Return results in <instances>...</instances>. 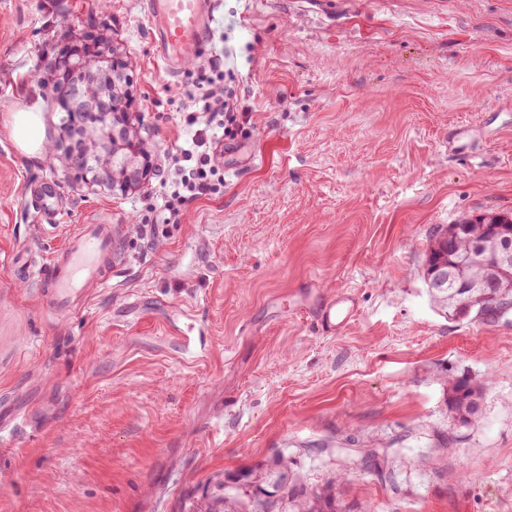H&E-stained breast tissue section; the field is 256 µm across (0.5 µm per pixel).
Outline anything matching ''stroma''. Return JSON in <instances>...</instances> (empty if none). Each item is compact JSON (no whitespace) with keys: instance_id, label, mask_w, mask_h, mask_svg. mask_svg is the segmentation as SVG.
<instances>
[{"instance_id":"stroma-1","label":"stroma","mask_w":512,"mask_h":512,"mask_svg":"<svg viewBox=\"0 0 512 512\" xmlns=\"http://www.w3.org/2000/svg\"><path fill=\"white\" fill-rule=\"evenodd\" d=\"M92 19L133 62L156 170L114 197L11 149L0 111V512H207L280 456L344 512H512V312L445 316L422 279L438 229L512 217V0H218L205 49L253 131L176 224L147 205L197 66L161 70L141 0H0V104H40L54 140L42 67ZM487 105L499 134L449 154ZM35 179L55 185L45 229ZM101 219L111 281L52 314L30 259ZM344 292L355 322L322 333L303 298ZM461 377L474 426L448 410ZM380 446L395 458L364 463Z\"/></svg>"}]
</instances>
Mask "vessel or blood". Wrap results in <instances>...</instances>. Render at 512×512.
<instances>
[{"label":"vessel or blood","mask_w":512,"mask_h":512,"mask_svg":"<svg viewBox=\"0 0 512 512\" xmlns=\"http://www.w3.org/2000/svg\"><path fill=\"white\" fill-rule=\"evenodd\" d=\"M215 4L216 0H143L155 55L168 75H178L184 64L200 52L213 21ZM494 116V110H487L481 130H459L450 135L449 152L476 149L480 140L495 136ZM53 200L48 182L34 185L31 204L38 213L53 212ZM115 251L111 222L79 224L62 246L32 268L31 274L47 288L54 311L72 314L76 311L75 301L85 288L111 280ZM310 309L320 330L329 335L344 331L357 315L353 298L346 294L311 304Z\"/></svg>","instance_id":"b4317fda"}]
</instances>
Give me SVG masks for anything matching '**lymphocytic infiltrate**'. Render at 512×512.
<instances>
[{
  "instance_id": "1",
  "label": "lymphocytic infiltrate",
  "mask_w": 512,
  "mask_h": 512,
  "mask_svg": "<svg viewBox=\"0 0 512 512\" xmlns=\"http://www.w3.org/2000/svg\"><path fill=\"white\" fill-rule=\"evenodd\" d=\"M223 80V60L208 57L194 91L187 94L190 104L181 115L187 139L175 156L162 204L169 223L178 222L189 201L223 192L224 168L218 160V150L223 143L250 135L247 119L222 88Z\"/></svg>"
}]
</instances>
